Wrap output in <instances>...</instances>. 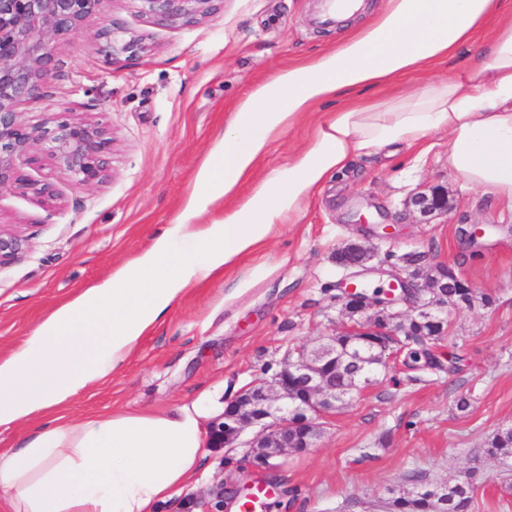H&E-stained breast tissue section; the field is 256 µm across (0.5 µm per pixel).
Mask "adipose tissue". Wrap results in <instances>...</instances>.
I'll return each mask as SVG.
<instances>
[{
	"label": "adipose tissue",
	"instance_id": "1",
	"mask_svg": "<svg viewBox=\"0 0 512 512\" xmlns=\"http://www.w3.org/2000/svg\"><path fill=\"white\" fill-rule=\"evenodd\" d=\"M465 48V63L431 77ZM409 75L419 84L384 102L351 98ZM318 106L331 112L302 152L223 220L196 223L234 196L271 138ZM435 131L448 134L450 170L512 207V0H386L339 48L288 66L240 101L180 224L0 356V426L44 419L21 447L0 450V512H156L203 465L198 402L75 423L52 409L111 376L189 288L258 251L355 158L417 145Z\"/></svg>",
	"mask_w": 512,
	"mask_h": 512
}]
</instances>
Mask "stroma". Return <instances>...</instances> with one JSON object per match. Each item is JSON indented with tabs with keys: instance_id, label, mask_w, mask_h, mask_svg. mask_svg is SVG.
<instances>
[{
	"instance_id": "1",
	"label": "stroma",
	"mask_w": 512,
	"mask_h": 512,
	"mask_svg": "<svg viewBox=\"0 0 512 512\" xmlns=\"http://www.w3.org/2000/svg\"><path fill=\"white\" fill-rule=\"evenodd\" d=\"M365 2L356 18L322 25L320 0H218L197 23L172 27L155 24L140 0H109L112 18L148 45L145 56L115 65L90 32L67 40L44 97L22 105V118L36 125L45 113L66 112L103 124L113 138L112 177L91 190L59 181L53 209L0 192V222L24 240L18 257L0 263V354L180 223L201 164L237 104L288 65L335 49L384 0ZM327 112L320 107L273 138L235 197L216 202L197 223L238 208L304 148ZM435 187L447 190L448 211L426 221L409 201ZM379 205L397 223L392 236L367 235L354 221L362 214L376 222ZM477 224L487 233L473 242L468 234ZM351 242L369 248L374 266H398L417 253L426 271L451 268L478 301L444 307L447 334L432 349L439 369L416 372L393 358L390 372L328 419L316 447L279 458L272 472L279 494L268 512H388L392 499L411 490V474L445 484L472 470L481 481L470 512H512V458L484 453L497 430L512 425V209L449 173L443 131L394 156L358 160L327 181L298 219L283 222L259 251L197 282L122 368L57 415L78 421L163 412L197 399L221 415L289 348L340 330L338 285L351 271L336 253ZM243 456L240 448L209 449L195 480L160 512H182L186 499L206 503L217 489L229 495L256 479Z\"/></svg>"
}]
</instances>
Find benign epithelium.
Returning <instances> with one entry per match:
<instances>
[{"mask_svg":"<svg viewBox=\"0 0 512 512\" xmlns=\"http://www.w3.org/2000/svg\"><path fill=\"white\" fill-rule=\"evenodd\" d=\"M108 0H0V191L5 188L32 193L44 202L59 199L56 182L70 180L85 188H96L110 177L108 155L112 137L101 124L88 119H65L47 113L37 126L26 124L20 107L41 97L53 74L63 43L92 19L100 20L94 32L99 51L112 63L139 58L148 51L142 39L126 36L125 29L105 13ZM145 13L162 25L188 26L211 13L215 0H140ZM50 162L51 171L36 180L22 173L21 166ZM421 216L448 211V196L440 189L411 198ZM21 251L16 231L0 225V262ZM339 262L358 273H381L389 277L388 290L373 298L345 282L344 308L363 315L370 308L378 316L343 325L342 335L361 343L371 336H401L409 318L399 309L412 294L428 292L432 299L417 308L419 315L433 324L443 323L439 290L448 287V270L424 282L395 266L379 269L366 266L368 248L350 243L338 253ZM336 334L314 347H301L294 355H284L272 374L252 384L227 402L224 413L211 421L208 444L211 448H247V458L258 469L275 467L274 459L289 451L313 448L323 433L326 419L336 411V401L371 381L364 374L336 396ZM255 436L243 443L248 428Z\"/></svg>","mask_w":512,"mask_h":512,"instance_id":"1","label":"benign epithelium"}]
</instances>
